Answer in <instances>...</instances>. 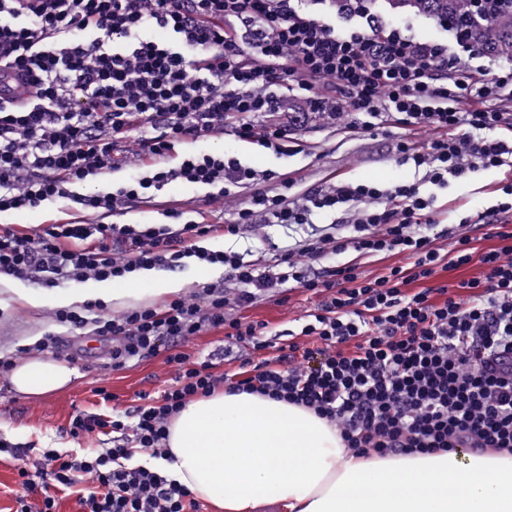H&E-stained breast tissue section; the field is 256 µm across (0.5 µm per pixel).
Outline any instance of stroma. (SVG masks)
Returning a JSON list of instances; mask_svg holds the SVG:
<instances>
[{
    "mask_svg": "<svg viewBox=\"0 0 512 512\" xmlns=\"http://www.w3.org/2000/svg\"><path fill=\"white\" fill-rule=\"evenodd\" d=\"M369 12L384 24L404 28L416 39L446 40L453 34L438 23L422 17L390 10L386 0H375ZM284 123L293 124L299 139L298 151L277 155L260 143L238 140L232 132H225L196 143L201 152L221 151L241 159L258 169L274 171L292 178L294 196L313 186H327L345 179L351 182H374L391 186L399 182L415 181L412 165L402 164L396 153V144L407 137L424 142L434 137L429 127L408 131L395 122L367 127L366 115L349 114L337 118L310 113L303 114V96L283 95L279 98ZM502 174L496 169H479L468 180L449 182L446 188L423 184V194L434 196L441 224H456L461 220H475L478 213L495 204ZM248 188L231 187L228 196L205 201L204 188L175 182L161 194L164 202L180 204L190 219L206 224H223L233 219L239 203L247 197ZM83 214L59 203L33 211L0 213L1 224H16L35 230L46 224H58L82 219ZM350 225L342 223L338 215L317 212L310 223L284 226L269 224L264 219L242 225L238 234H215L204 240V247L239 254L245 261L264 267L275 258L270 244L280 249L299 243L315 241L321 235H350ZM93 281L70 282L55 288H44L28 281L0 280V356L22 360V351L31 347L45 333L57 334L59 345L52 358L75 369L74 380L62 390L44 397L24 399L10 388L9 380H0V437L10 442L33 448L78 447L77 439L69 433L73 413L101 412L98 389H106L117 404L128 407L138 404L142 394L155 395L171 382L174 371L157 355L135 360L120 370L109 364L108 343L96 342L93 350H85L91 330H71L52 320L54 311L68 307L70 298L86 294ZM314 297L289 282L287 292L259 298L245 309H236V316L267 323L270 331L297 329L306 311L313 308Z\"/></svg>",
    "mask_w": 512,
    "mask_h": 512,
    "instance_id": "obj_1",
    "label": "stroma"
}]
</instances>
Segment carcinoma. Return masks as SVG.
<instances>
[{"label":"carcinoma","instance_id":"obj_1","mask_svg":"<svg viewBox=\"0 0 512 512\" xmlns=\"http://www.w3.org/2000/svg\"><path fill=\"white\" fill-rule=\"evenodd\" d=\"M401 13H411L435 22H446L462 40L497 57L512 59V0L486 12V0H387Z\"/></svg>","mask_w":512,"mask_h":512}]
</instances>
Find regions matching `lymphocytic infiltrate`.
<instances>
[{
  "label": "lymphocytic infiltrate",
  "mask_w": 512,
  "mask_h": 512,
  "mask_svg": "<svg viewBox=\"0 0 512 512\" xmlns=\"http://www.w3.org/2000/svg\"><path fill=\"white\" fill-rule=\"evenodd\" d=\"M364 28L335 24L296 0H0V65L26 72L28 97L0 105V213L63 200L87 214L144 203L171 183L251 192L235 222L217 227L165 209L161 224H46L28 231L0 225V278L46 288L69 281H114L138 270H175L188 260L224 277L163 307H134L106 318L103 302L55 311L58 325L93 326L111 340L113 369L157 355L176 369L172 384L142 404L104 414L76 412L73 438L112 440L108 448L31 452L0 438L17 472L15 512H57L59 494L81 512H199L191 492L162 468L171 419L216 389L260 394L304 407L333 427L355 457H393L468 449L512 456V180L499 203L473 227L495 239L479 252L470 234L445 230L441 251L425 230L435 223L433 197L415 183L382 187L338 182L309 188L298 199L291 181L272 186L223 153H188L185 145L231 129L288 152L293 132L281 122L276 90L303 91L310 111L356 112L434 138L402 141L401 162L413 163L437 187L475 170L512 168V63H463L447 45L422 43L383 26L362 6ZM166 30L171 40L146 36ZM510 109H503V102ZM266 119L255 128L252 118ZM150 170L129 172L104 192L92 178L119 166L132 132ZM318 211L352 217L353 235L327 236L282 251L259 269L234 252L199 241L236 234L264 217L271 224H307ZM358 259L326 272L297 269V256L326 251ZM406 255L405 266L363 275L359 261ZM478 265V276L429 287L440 269ZM316 297L299 326L310 345L274 346L263 322L229 316L280 292L287 281ZM420 288L408 292L407 286ZM208 329L275 359L229 373L212 359L181 352ZM148 453L151 465H135Z\"/></svg>",
  "instance_id": "f902f5d3"
}]
</instances>
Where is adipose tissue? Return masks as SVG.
Segmentation results:
<instances>
[{
    "instance_id": "1",
    "label": "adipose tissue",
    "mask_w": 512,
    "mask_h": 512,
    "mask_svg": "<svg viewBox=\"0 0 512 512\" xmlns=\"http://www.w3.org/2000/svg\"><path fill=\"white\" fill-rule=\"evenodd\" d=\"M73 375L34 356L14 364L10 384L41 397ZM169 432L179 480L214 512H512L511 457L355 458L325 420L258 394L191 401Z\"/></svg>"
}]
</instances>
